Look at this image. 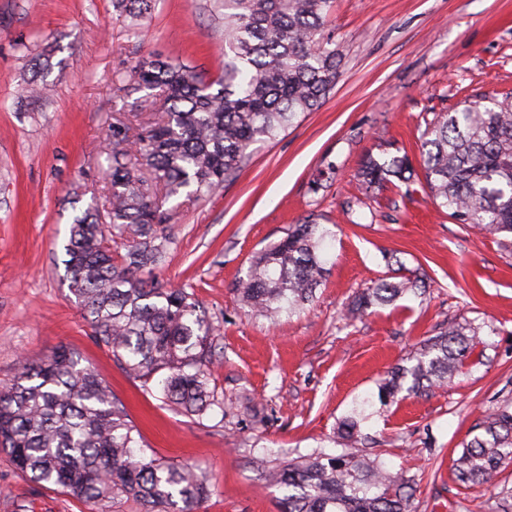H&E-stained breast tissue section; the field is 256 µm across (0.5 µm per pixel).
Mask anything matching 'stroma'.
<instances>
[{
    "instance_id": "35a3bbf8",
    "label": "stroma",
    "mask_w": 512,
    "mask_h": 512,
    "mask_svg": "<svg viewBox=\"0 0 512 512\" xmlns=\"http://www.w3.org/2000/svg\"><path fill=\"white\" fill-rule=\"evenodd\" d=\"M341 76L316 112L255 152L223 190L169 200L163 263L144 277L194 292L214 333L204 417L168 406L99 346L69 291L63 260L74 212L109 191L105 139L113 89L149 54L210 78L224 71V24L213 0H158L128 37L113 0H0V387L18 363L64 345L110 385L145 452L188 463L209 492L196 512H280L284 491L264 466L342 453L336 431L357 396L448 320L482 328L483 344L447 387L385 406L363 423L357 454L383 460L412 489V512H502L455 480L452 460L492 408L512 399V254L436 208L423 184L358 191L362 156L378 146L419 158L435 113L465 96L512 89V0H334L325 25ZM52 52L46 99L23 94L32 59ZM336 174L319 192L327 163ZM333 222L328 273L312 304L272 324L245 311L234 285L252 256L308 213ZM426 287L345 324L355 292L394 270ZM0 512H91L37 484L0 450Z\"/></svg>"
}]
</instances>
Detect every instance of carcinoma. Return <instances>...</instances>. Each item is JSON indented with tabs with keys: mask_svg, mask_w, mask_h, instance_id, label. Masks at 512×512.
Instances as JSON below:
<instances>
[{
	"mask_svg": "<svg viewBox=\"0 0 512 512\" xmlns=\"http://www.w3.org/2000/svg\"><path fill=\"white\" fill-rule=\"evenodd\" d=\"M157 0H114L136 38ZM224 19V75L206 80L159 55L140 58L118 97L139 94L150 113L146 132L114 118L105 149L110 189L102 207L75 215L65 266L69 290L87 316L95 341L162 398L202 417L217 404L209 390L213 326L195 295L148 280L140 272L162 261L171 198L213 194L233 181L254 151L296 120L319 109L340 77L341 58L325 32L332 0H216ZM429 198L470 229L512 235V91L465 98L435 114L420 137ZM405 155L368 152L358 185L381 189L395 178L408 185ZM310 213L279 241L257 252L234 291L247 311L278 321L315 298L327 269L331 231ZM123 240L124 252L110 243ZM423 276L381 279L357 292L346 318L356 319L422 288ZM481 327L450 321L387 372L377 392L357 398L342 417L343 445L361 442L375 403L403 391L429 392L462 372ZM455 460L463 485L484 486L504 500L500 476L512 467V403L490 411ZM0 449L35 483H50L108 512L118 495L143 512H193L207 495L189 464L147 456L141 436L109 387L61 345L38 363L24 361L12 386L0 390ZM287 491L281 512H410L412 493L380 460L347 453L317 454L265 472Z\"/></svg>",
	"mask_w": 512,
	"mask_h": 512,
	"instance_id": "1",
	"label": "carcinoma"
}]
</instances>
